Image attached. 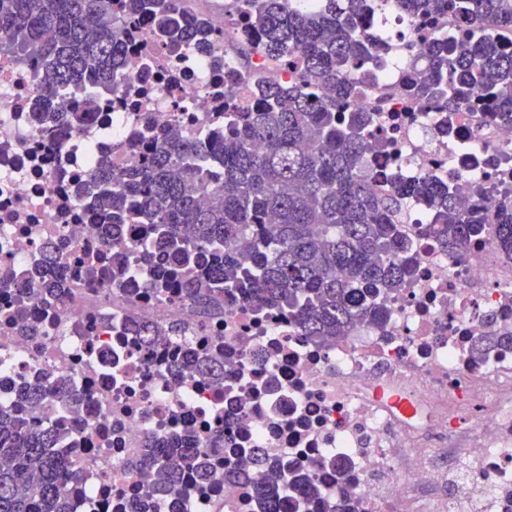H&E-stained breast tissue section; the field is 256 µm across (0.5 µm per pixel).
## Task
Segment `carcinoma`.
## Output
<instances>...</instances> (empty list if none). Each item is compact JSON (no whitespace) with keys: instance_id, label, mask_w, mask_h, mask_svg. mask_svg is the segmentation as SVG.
Returning <instances> with one entry per match:
<instances>
[{"instance_id":"obj_1","label":"carcinoma","mask_w":512,"mask_h":512,"mask_svg":"<svg viewBox=\"0 0 512 512\" xmlns=\"http://www.w3.org/2000/svg\"><path fill=\"white\" fill-rule=\"evenodd\" d=\"M180 0H0V51L36 66L42 100L57 118L80 127L97 110L96 92L112 91V79L129 46L128 25L150 23L168 49L180 52L209 33L179 11ZM406 16L448 14L466 26L460 35L435 33L428 50L432 69L410 77L406 91L438 112L461 107L464 88L480 85L494 111L512 118V52L497 45V29L512 27V0H384ZM225 25L243 23L244 36L267 58L297 67L296 78L261 87L255 105L224 113V136L204 142L174 129L146 126L143 152L122 172L108 159L91 173L90 211L112 247L124 224H147L161 249L149 287L180 286L202 308L240 295L254 305L288 310L303 334L329 342L358 324L380 326L385 298L414 275L417 246L402 218L409 204L425 200L429 223L422 233L446 249L472 241L512 250V201L486 222L450 180L402 183L383 197L370 190L373 173L365 155L380 146L370 111H353L358 88L386 65L380 50L385 19L371 0H322L316 11L289 0H232ZM84 94L74 105L67 88ZM219 167L224 177L214 179ZM220 200L207 206L203 197ZM89 278L107 287L129 285L121 255L103 268L87 261ZM23 287L59 299L63 282L35 269ZM152 344L170 337L159 324L131 322ZM192 374L220 383L224 361L193 354ZM59 434L17 414L0 413V512H70L58 484L77 481L76 461L57 448ZM151 448L143 467L160 493L179 491L189 469L207 481L201 453L189 448ZM254 482L263 512H290V489L316 495L305 481L288 482L258 451Z\"/></svg>"}]
</instances>
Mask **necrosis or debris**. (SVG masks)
I'll return each instance as SVG.
<instances>
[{"label": "necrosis or debris", "mask_w": 512, "mask_h": 512, "mask_svg": "<svg viewBox=\"0 0 512 512\" xmlns=\"http://www.w3.org/2000/svg\"><path fill=\"white\" fill-rule=\"evenodd\" d=\"M185 3L218 49L174 56L149 23L138 24L112 91L78 129L37 111L32 66L0 54V276L11 282L0 289V409L40 385L46 396L30 415L61 433V449L82 440V478L60 486L73 512H129L152 490L133 462L148 442L186 430L215 477L200 484L184 473L191 493L155 502L156 512H261L252 481L222 477L247 468L249 448L263 449L269 464L313 472L321 495L308 512H332L341 496L356 512H461L460 484L470 512H512V253L475 241L459 254L420 238L415 274L387 301L385 326L355 327L332 344L303 336L284 310L228 300L203 314L182 289L148 288L141 224L123 238L134 290L86 277L84 257L108 253L85 193L98 159L124 170L147 125L222 136L225 100L250 108L261 85L291 74L256 53L240 65L231 49L239 35L225 28L223 10L212 0ZM394 24L390 66L353 101L382 127L383 145L366 159L372 192L442 175L496 216L512 196V124L472 108L476 88L456 112L409 105L398 88L405 69L427 70L431 33L456 36L459 19L398 16ZM49 247L65 293L54 302L18 298ZM133 320L182 333L147 346L128 331ZM25 324L39 335H23ZM493 331L501 341L475 352ZM191 351L223 356L221 385L183 371ZM398 398L411 399L415 414H401Z\"/></svg>", "instance_id": "obj_1"}]
</instances>
